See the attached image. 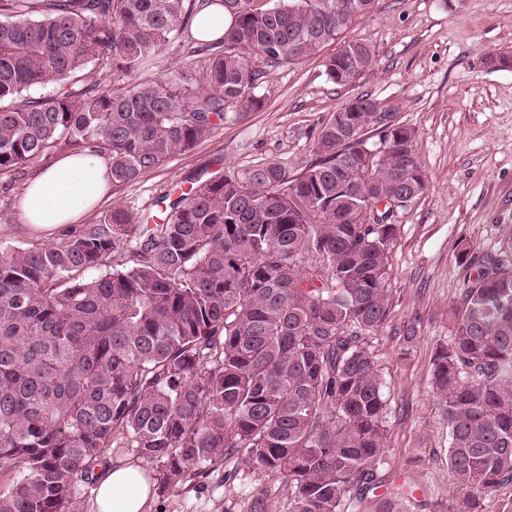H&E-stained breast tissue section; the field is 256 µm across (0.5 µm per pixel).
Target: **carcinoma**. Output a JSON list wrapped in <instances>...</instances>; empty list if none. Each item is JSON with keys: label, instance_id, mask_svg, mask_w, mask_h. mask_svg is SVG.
<instances>
[{"label": "carcinoma", "instance_id": "obj_1", "mask_svg": "<svg viewBox=\"0 0 512 512\" xmlns=\"http://www.w3.org/2000/svg\"><path fill=\"white\" fill-rule=\"evenodd\" d=\"M0 0V173L55 151L107 156L127 183L257 112L268 72L339 39L376 0ZM231 24L156 81L135 74L209 5ZM129 77L85 86L100 60ZM358 39L328 57L344 85ZM34 87L53 94L30 100ZM296 174L270 160L190 180L157 221L120 207L50 244L0 246V512H81L106 449L159 461L166 484L221 459L278 474L289 512H353L385 481L389 415L370 333L388 320L394 221L426 189L416 132L356 97ZM429 386L456 479L448 512L512 483V226L473 256ZM105 268L98 276L86 271ZM421 328H399L401 355ZM396 488L378 512H411Z\"/></svg>", "mask_w": 512, "mask_h": 512}]
</instances>
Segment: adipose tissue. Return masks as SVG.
Wrapping results in <instances>:
<instances>
[{"instance_id": "obj_1", "label": "adipose tissue", "mask_w": 512, "mask_h": 512, "mask_svg": "<svg viewBox=\"0 0 512 512\" xmlns=\"http://www.w3.org/2000/svg\"><path fill=\"white\" fill-rule=\"evenodd\" d=\"M111 191V166L103 155H63L27 183L19 202L21 221L39 230H60L89 216ZM98 471L96 512H150L154 482L147 472L126 462Z\"/></svg>"}]
</instances>
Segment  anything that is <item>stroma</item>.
Segmentation results:
<instances>
[{
  "label": "stroma",
  "mask_w": 512,
  "mask_h": 512,
  "mask_svg": "<svg viewBox=\"0 0 512 512\" xmlns=\"http://www.w3.org/2000/svg\"><path fill=\"white\" fill-rule=\"evenodd\" d=\"M344 36L364 40L373 52L372 66L354 80L338 85L326 76L323 60L335 53L333 42L302 63L270 71L258 90L261 111L230 115L192 150L113 187L104 206L153 214L161 197H178L200 173L209 177L272 159L297 170L311 159L322 123L361 95L413 127L427 188L396 219L394 304L374 343L390 401L385 475L413 478L418 512H444L455 479L440 460L448 435L428 375L437 341L449 334L448 310L464 286L466 253L496 252L504 227L512 225V67L485 63L490 55L512 56V0H378ZM50 163L46 157L0 175L1 243L46 242V235L23 226L19 201L27 182ZM416 312L423 317L421 337L407 357H399L395 333ZM104 458L152 474L151 512H246L262 487L272 512H289L288 494L272 477L228 484L219 467L208 477L166 487L160 464L136 449L112 447Z\"/></svg>",
  "instance_id": "obj_1"
}]
</instances>
